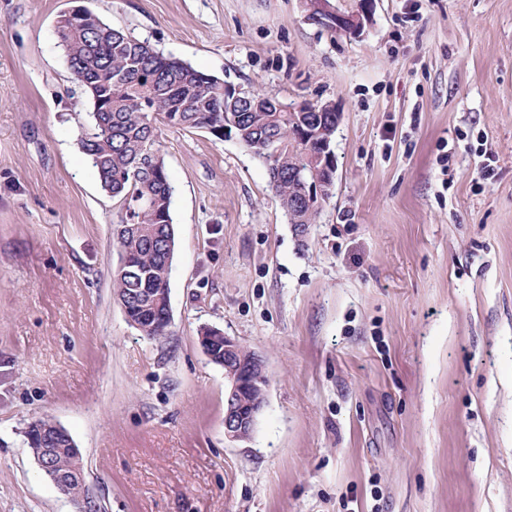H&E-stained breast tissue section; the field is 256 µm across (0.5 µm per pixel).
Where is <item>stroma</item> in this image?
Listing matches in <instances>:
<instances>
[{"label":"stroma","instance_id":"35a3bbf8","mask_svg":"<svg viewBox=\"0 0 512 512\" xmlns=\"http://www.w3.org/2000/svg\"><path fill=\"white\" fill-rule=\"evenodd\" d=\"M82 3L198 70L342 114L305 236L236 140L163 125L171 334L113 288L123 210L79 148L56 34ZM216 327L262 356L224 436ZM47 415L98 512H512V0H0V512H74L24 442ZM374 0H359L358 8L351 12L330 10L329 0H311L313 16L317 20H327V25L339 32L358 35L373 12Z\"/></svg>","mask_w":512,"mask_h":512}]
</instances>
